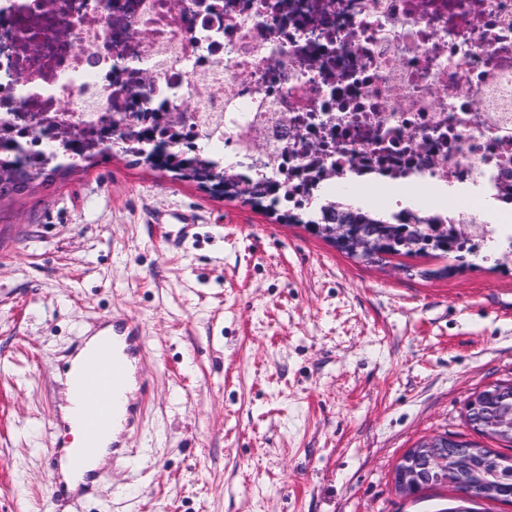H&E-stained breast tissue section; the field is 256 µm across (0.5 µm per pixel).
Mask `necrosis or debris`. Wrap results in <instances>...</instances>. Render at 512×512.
Returning <instances> with one entry per match:
<instances>
[{
	"label": "necrosis or debris",
	"mask_w": 512,
	"mask_h": 512,
	"mask_svg": "<svg viewBox=\"0 0 512 512\" xmlns=\"http://www.w3.org/2000/svg\"><path fill=\"white\" fill-rule=\"evenodd\" d=\"M154 76L142 96L130 73ZM185 106L172 152L303 189L452 183L512 198V0H0V137L25 166Z\"/></svg>",
	"instance_id": "necrosis-or-debris-1"
}]
</instances>
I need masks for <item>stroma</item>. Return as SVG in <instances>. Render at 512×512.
<instances>
[{
	"label": "stroma",
	"mask_w": 512,
	"mask_h": 512,
	"mask_svg": "<svg viewBox=\"0 0 512 512\" xmlns=\"http://www.w3.org/2000/svg\"><path fill=\"white\" fill-rule=\"evenodd\" d=\"M124 318L152 390L81 512H445L396 463L512 381L511 258L366 263L116 147L0 205V512H57L60 377Z\"/></svg>",
	"instance_id": "obj_1"
}]
</instances>
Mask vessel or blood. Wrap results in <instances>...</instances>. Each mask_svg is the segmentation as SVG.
I'll return each mask as SVG.
<instances>
[{
    "instance_id": "vessel-or-blood-1",
    "label": "vessel or blood",
    "mask_w": 512,
    "mask_h": 512,
    "mask_svg": "<svg viewBox=\"0 0 512 512\" xmlns=\"http://www.w3.org/2000/svg\"><path fill=\"white\" fill-rule=\"evenodd\" d=\"M139 344V329L127 319L113 322L111 335L98 342L94 352V384L82 395L85 405L80 423L85 443L78 450L80 457L97 452L98 438L109 426H127L134 407L132 402L124 400L123 392Z\"/></svg>"
}]
</instances>
